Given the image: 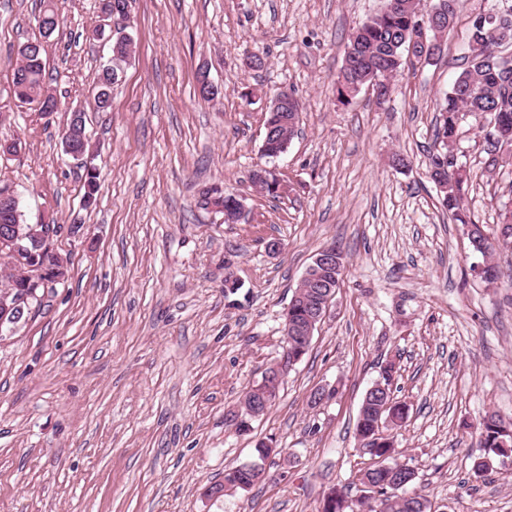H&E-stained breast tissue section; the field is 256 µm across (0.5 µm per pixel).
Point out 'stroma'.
Returning <instances> with one entry per match:
<instances>
[{"instance_id": "stroma-1", "label": "stroma", "mask_w": 512, "mask_h": 512, "mask_svg": "<svg viewBox=\"0 0 512 512\" xmlns=\"http://www.w3.org/2000/svg\"><path fill=\"white\" fill-rule=\"evenodd\" d=\"M491 3L467 0L441 57L398 72L385 102L365 90L344 106L334 80L348 36L380 0H136L135 54L99 112L109 50L85 39L96 0H61L44 55L59 109L45 114L12 85L40 0H0V137L22 144L0 157V189L26 223L57 224L51 243L67 261L26 321L0 332V512H320L360 466L359 407L389 362L409 407L395 459L416 471L413 492L451 512H512V463L473 470L475 419L512 418V288L473 275L478 257L427 177L439 104ZM250 53L262 69L245 66ZM203 67L221 90L212 102L196 93ZM284 88L303 112L270 162L264 109ZM77 108L97 174L90 205L84 167L62 148ZM483 148L464 116L468 207L493 225L512 211V158L488 167ZM395 153L408 168L392 167ZM263 165L287 195L254 186ZM211 187L244 197V222L199 208ZM330 244L345 256L336 296L274 405L238 432L228 416L282 361L284 310ZM323 384L338 394L311 406ZM261 440L282 455L269 479L206 496ZM113 71V72H112ZM118 68L112 69V62L103 64L95 78V105L99 112H108L112 109V92L119 80L120 72Z\"/></svg>"}]
</instances>
